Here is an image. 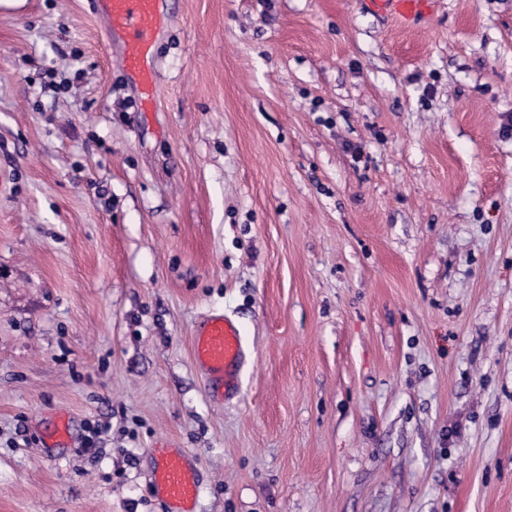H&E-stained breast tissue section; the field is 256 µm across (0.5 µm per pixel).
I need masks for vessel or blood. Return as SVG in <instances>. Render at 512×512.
<instances>
[{"label":"vessel or blood","instance_id":"obj_1","mask_svg":"<svg viewBox=\"0 0 512 512\" xmlns=\"http://www.w3.org/2000/svg\"><path fill=\"white\" fill-rule=\"evenodd\" d=\"M373 11L390 14L407 23L419 19L428 0H366ZM162 0H103L108 17L109 39L119 40L122 64L137 82L141 98H151L157 75L155 46L167 23ZM243 356V342L237 325L228 317L214 314L196 330L193 359L207 373L211 393L226 392L237 383ZM157 495L172 512H196L199 493L196 472L188 456L180 451L159 454L152 475Z\"/></svg>","mask_w":512,"mask_h":512}]
</instances>
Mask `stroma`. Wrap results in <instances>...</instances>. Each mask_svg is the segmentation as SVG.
Listing matches in <instances>:
<instances>
[{"instance_id": "obj_1", "label": "stroma", "mask_w": 512, "mask_h": 512, "mask_svg": "<svg viewBox=\"0 0 512 512\" xmlns=\"http://www.w3.org/2000/svg\"><path fill=\"white\" fill-rule=\"evenodd\" d=\"M170 8L146 106L0 2V512H169L166 446L196 512H512V0ZM429 0H366L370 9L381 14L389 13L397 20L407 23L419 19L425 12ZM243 356L237 325L224 314L207 318L193 337V359L207 372V387L213 395L234 387ZM157 495L172 512H196L199 483L188 456L180 451L159 454L152 475Z\"/></svg>"}]
</instances>
